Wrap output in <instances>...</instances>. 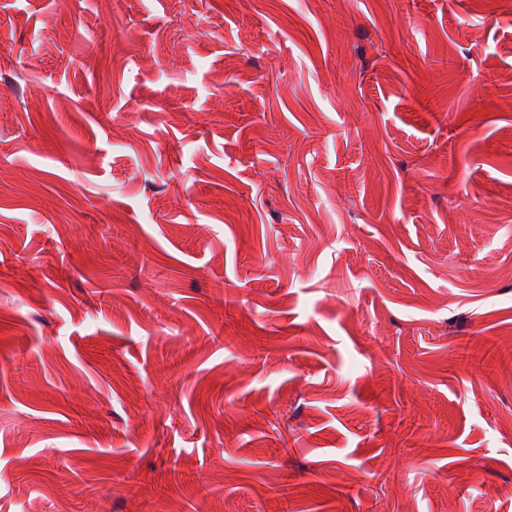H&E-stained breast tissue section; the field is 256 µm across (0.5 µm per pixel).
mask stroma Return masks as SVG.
<instances>
[{"instance_id": "obj_1", "label": "stroma", "mask_w": 512, "mask_h": 512, "mask_svg": "<svg viewBox=\"0 0 512 512\" xmlns=\"http://www.w3.org/2000/svg\"><path fill=\"white\" fill-rule=\"evenodd\" d=\"M29 506L512 512V0H0Z\"/></svg>"}]
</instances>
